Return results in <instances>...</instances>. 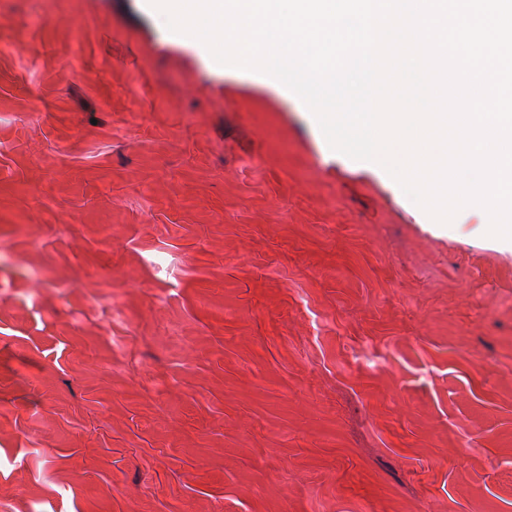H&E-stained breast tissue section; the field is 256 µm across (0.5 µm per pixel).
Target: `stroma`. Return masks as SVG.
I'll return each instance as SVG.
<instances>
[{
  "mask_svg": "<svg viewBox=\"0 0 512 512\" xmlns=\"http://www.w3.org/2000/svg\"><path fill=\"white\" fill-rule=\"evenodd\" d=\"M0 512H512V248L146 0H0Z\"/></svg>",
  "mask_w": 512,
  "mask_h": 512,
  "instance_id": "obj_1",
  "label": "stroma"
}]
</instances>
